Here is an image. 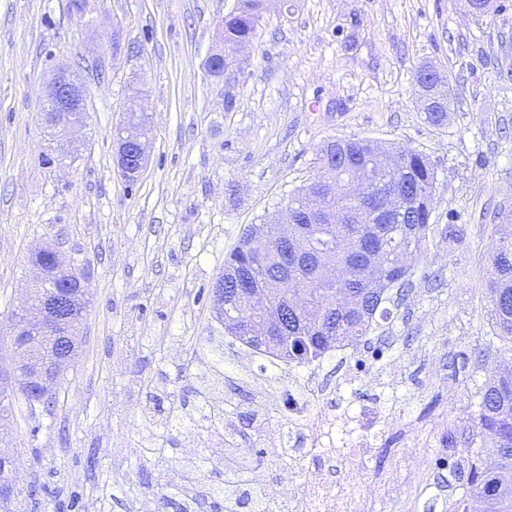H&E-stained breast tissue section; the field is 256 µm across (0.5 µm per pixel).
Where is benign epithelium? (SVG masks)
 I'll list each match as a JSON object with an SVG mask.
<instances>
[{"mask_svg":"<svg viewBox=\"0 0 512 512\" xmlns=\"http://www.w3.org/2000/svg\"><path fill=\"white\" fill-rule=\"evenodd\" d=\"M41 111L60 112L66 116L63 131L85 126L87 99L84 88L68 70L57 72L49 82ZM115 166L119 176L127 182L139 180L148 167L149 132H123L114 136ZM37 270L38 284L48 291L33 295L15 313L11 328V345L16 354L11 371L0 368V384L13 379L19 382L31 406H41L49 389L74 361L75 342L69 325L78 306L88 304L87 289L67 290L69 281L49 283V271L38 262L31 263ZM249 278H241L243 287L235 289L248 300L259 316L254 319L252 335L241 341L254 350H263L272 335L285 327L283 315L298 298L288 293L280 295L270 305L266 294L248 287ZM212 308L218 321H224V275L215 278L212 286Z\"/></svg>","mask_w":512,"mask_h":512,"instance_id":"1","label":"benign epithelium"}]
</instances>
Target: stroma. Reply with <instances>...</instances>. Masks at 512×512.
<instances>
[{"instance_id": "35a3bbf8", "label": "stroma", "mask_w": 512, "mask_h": 512, "mask_svg": "<svg viewBox=\"0 0 512 512\" xmlns=\"http://www.w3.org/2000/svg\"><path fill=\"white\" fill-rule=\"evenodd\" d=\"M475 17L466 0H272L236 80L211 74L236 0H0V365L12 313L34 291L31 251L49 245L84 275L82 344L56 401L10 393L0 451L21 492L11 512H168L139 448L149 385L194 404L185 361L217 330L209 289L251 225L278 217L336 138L421 151L435 168L427 260L366 340L287 366L224 339L226 408L291 424L309 410L385 415L353 460L310 466L375 512H444L448 435L475 427L477 392L511 347H486L493 215L512 209V0ZM445 73L452 107L427 122L413 73ZM61 68L80 79L85 127L54 136L40 103ZM233 108H225L226 94ZM152 128L147 171L117 173L113 129Z\"/></svg>"}]
</instances>
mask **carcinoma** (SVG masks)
I'll return each mask as SVG.
<instances>
[{
  "mask_svg": "<svg viewBox=\"0 0 512 512\" xmlns=\"http://www.w3.org/2000/svg\"><path fill=\"white\" fill-rule=\"evenodd\" d=\"M265 9V0H237L222 23L224 55H232L244 41H253ZM383 152L380 144L362 138L330 140L320 147L317 173L288 201L295 221L288 251L303 259L296 273L285 271L277 238L260 257L244 239L225 256V270L249 276L257 288H287L292 283L313 308L309 315L288 311V339L279 341L268 356L308 365L370 335L376 318L390 317V310L382 306L389 290L405 287L412 268L423 260L434 206V168L425 155L401 146L388 151L393 165L385 167ZM498 219L510 230L500 234L489 257L487 294L496 327L488 339L491 346L496 339L512 343V212L502 211ZM244 332L245 325H230L224 335H210L194 345V376L200 383L195 412L173 401L159 409L158 388L149 387L154 409L147 413V423L161 433L144 452L168 476L162 499L171 493L180 496L184 512L206 504L222 512H238L244 499L252 502L254 512H269L256 478L247 483L205 482L197 476L195 453L186 451L177 461L164 451L171 432L193 426L207 436L205 451L234 473H253L264 459L288 455L286 449L243 448L224 438V401L218 397L224 385V336ZM477 417L468 447L498 452L466 458L468 472L458 486L461 496L454 512H512V483L496 482L499 473H512V372L492 371L479 392Z\"/></svg>",
  "mask_w": 512,
  "mask_h": 512,
  "instance_id": "obj_1",
  "label": "carcinoma"
}]
</instances>
